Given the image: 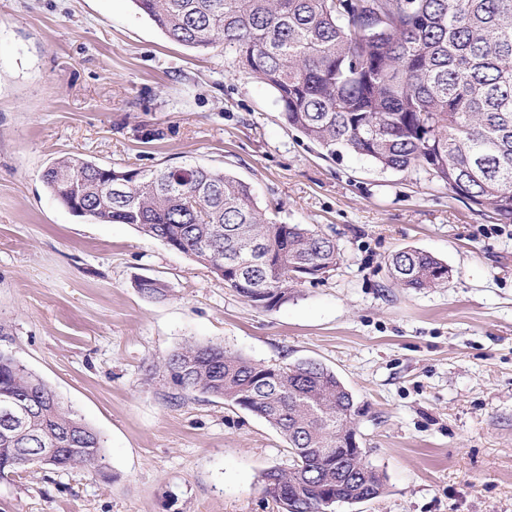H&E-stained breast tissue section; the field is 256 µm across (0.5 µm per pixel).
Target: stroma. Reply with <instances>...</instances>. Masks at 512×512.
<instances>
[{"label": "stroma", "mask_w": 512, "mask_h": 512, "mask_svg": "<svg viewBox=\"0 0 512 512\" xmlns=\"http://www.w3.org/2000/svg\"><path fill=\"white\" fill-rule=\"evenodd\" d=\"M67 155L226 172L273 221L333 236L341 260L254 307L134 225L72 215L42 179ZM406 247L444 261L447 284L395 286L388 260ZM207 343L322 363L353 393L385 489L335 512H512V223L425 172L323 154L223 47L169 41L132 0H0V352L105 454L0 482V512H277L262 475L290 466L282 435L165 367Z\"/></svg>", "instance_id": "35a3bbf8"}]
</instances>
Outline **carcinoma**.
Returning a JSON list of instances; mask_svg holds the SVG:
<instances>
[{
  "mask_svg": "<svg viewBox=\"0 0 512 512\" xmlns=\"http://www.w3.org/2000/svg\"><path fill=\"white\" fill-rule=\"evenodd\" d=\"M170 40L206 50L224 44L238 70L276 94L284 124L329 155L347 150L383 169L423 171L457 196L512 221V0H132ZM112 180L130 183L112 196ZM64 207L79 216L132 224L192 256L252 305L288 303L298 286L333 270L336 240L308 224L268 220L250 187L201 166L118 170L78 156L44 171ZM394 285L448 282V265L413 248L388 262ZM175 381L245 408L276 429L293 457L263 475L278 512H326L351 497L347 473L364 474L362 495L383 493L384 476L348 456L359 414L352 393L315 361L264 365L191 345L166 360ZM37 404L40 421L18 438L0 417V478L21 472L22 448L60 452L31 468L102 465V436L63 408L44 382L0 353V401Z\"/></svg>",
  "mask_w": 512,
  "mask_h": 512,
  "instance_id": "carcinoma-1",
  "label": "carcinoma"
}]
</instances>
